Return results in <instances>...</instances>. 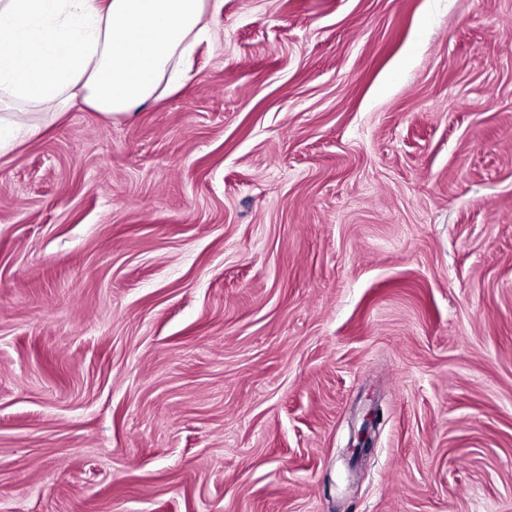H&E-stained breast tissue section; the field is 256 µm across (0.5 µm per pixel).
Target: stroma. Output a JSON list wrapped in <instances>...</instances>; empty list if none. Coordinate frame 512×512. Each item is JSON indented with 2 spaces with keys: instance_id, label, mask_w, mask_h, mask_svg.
Returning a JSON list of instances; mask_svg holds the SVG:
<instances>
[{
  "instance_id": "1",
  "label": "stroma",
  "mask_w": 512,
  "mask_h": 512,
  "mask_svg": "<svg viewBox=\"0 0 512 512\" xmlns=\"http://www.w3.org/2000/svg\"><path fill=\"white\" fill-rule=\"evenodd\" d=\"M184 70L0 153V512H512V0H219Z\"/></svg>"
}]
</instances>
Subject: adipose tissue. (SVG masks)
I'll use <instances>...</instances> for the list:
<instances>
[{"label": "adipose tissue", "instance_id": "obj_1", "mask_svg": "<svg viewBox=\"0 0 512 512\" xmlns=\"http://www.w3.org/2000/svg\"><path fill=\"white\" fill-rule=\"evenodd\" d=\"M211 0H0V98L104 117L176 90Z\"/></svg>", "mask_w": 512, "mask_h": 512}]
</instances>
